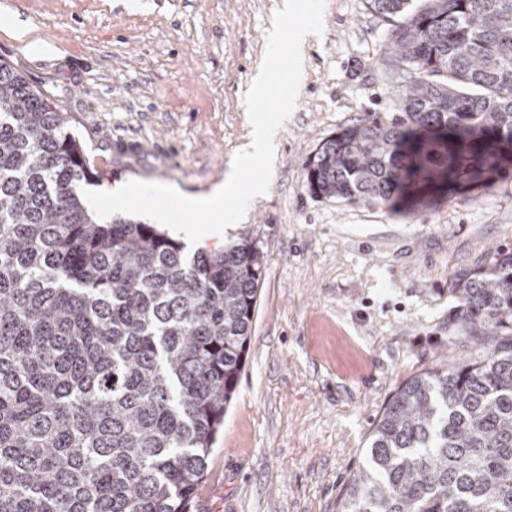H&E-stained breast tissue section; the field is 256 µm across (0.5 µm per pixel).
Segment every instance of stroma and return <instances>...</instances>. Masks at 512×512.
Returning a JSON list of instances; mask_svg holds the SVG:
<instances>
[{
  "mask_svg": "<svg viewBox=\"0 0 512 512\" xmlns=\"http://www.w3.org/2000/svg\"><path fill=\"white\" fill-rule=\"evenodd\" d=\"M0 0L28 33L0 25V59L70 115L85 187L161 182L201 194L251 131L244 101L280 0ZM388 20L366 0H326L302 46L295 108L281 126L267 192L222 240L264 254L235 398L196 493L198 512H338L369 434L407 379L476 356L488 322H460L457 271L512 248V175L490 193L409 214L311 193L304 165L365 113L400 114L381 57ZM34 41L52 43L35 55Z\"/></svg>",
  "mask_w": 512,
  "mask_h": 512,
  "instance_id": "stroma-1",
  "label": "stroma"
}]
</instances>
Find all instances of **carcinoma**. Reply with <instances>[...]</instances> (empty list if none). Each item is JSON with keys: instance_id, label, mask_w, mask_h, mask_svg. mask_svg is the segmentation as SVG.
Here are the masks:
<instances>
[{"instance_id": "obj_1", "label": "carcinoma", "mask_w": 512, "mask_h": 512, "mask_svg": "<svg viewBox=\"0 0 512 512\" xmlns=\"http://www.w3.org/2000/svg\"><path fill=\"white\" fill-rule=\"evenodd\" d=\"M402 116L340 128L305 164L324 198L395 208L512 171V0H367ZM83 150L0 60V512H192L235 397L264 255L185 252L101 219ZM471 319L512 316V250L455 273ZM339 512H512V329L398 386Z\"/></svg>"}]
</instances>
